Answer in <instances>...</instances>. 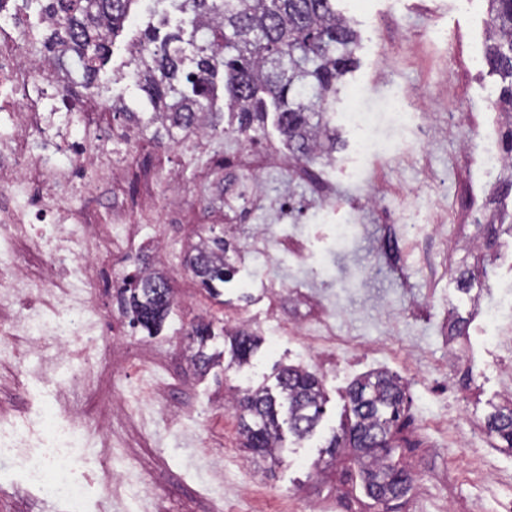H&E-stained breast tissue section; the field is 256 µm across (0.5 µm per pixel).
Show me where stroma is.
Segmentation results:
<instances>
[{
	"mask_svg": "<svg viewBox=\"0 0 512 512\" xmlns=\"http://www.w3.org/2000/svg\"><path fill=\"white\" fill-rule=\"evenodd\" d=\"M358 35L355 63L331 99L332 113L347 111L364 94L381 119L380 150L362 177L353 151L355 135L332 121L336 149L310 163L295 162L291 174L269 178L270 195L292 196L302 206L299 223L276 224L284 247L272 265L257 259L243 238L230 245L234 278L221 300L210 298L182 264L193 243L192 227L224 233V155L240 151L243 139L231 118L210 132V150L197 155L177 139L155 140V126L126 145L120 134L130 119L113 111L123 99L138 108L141 91L125 80L129 48L152 17L171 11L169 0H139L135 19L114 39L108 99L100 100L97 138L127 152L129 177L103 186L94 206L97 223H110L116 205L135 206L144 186L166 196L178 183L183 197L177 224H143L129 240L125 273L141 264H161L174 305L159 335L132 327L115 290L98 292L93 305L112 327V353L84 368V399L106 411L126 402V417L112 422V458L127 473L110 483L95 454L75 453L73 471L87 482L89 512L111 501V512H382L368 498L351 454H324L333 431L349 411L345 395L363 374L384 369L407 386L405 426L394 460L411 478L398 512H497L512 500V452L490 436L484 420L493 406L512 398V254L499 251L512 226V195L502 192V171L482 173L465 155L462 141L476 128H501L494 102L502 85L483 56L487 0H336ZM448 89L444 109L429 119L440 131L430 142L419 124L405 133L397 154L385 148L395 133L383 116L396 95L426 97ZM378 184L386 212L367 195ZM329 186L341 207L336 224L317 219L319 191ZM349 227L338 237L337 223ZM168 238L157 260L147 238ZM486 266L487 277L460 286L461 273ZM301 285L306 303L288 292L270 300L263 284ZM326 327H318L317 318ZM248 319L262 339L250 368H229L224 329ZM463 319L456 332L452 324ZM214 332L205 348L211 361L191 362L197 346L192 325ZM296 365L323 382L326 403L314 434L297 440L284 434L281 464L242 448L239 419L230 401L248 388L276 389L280 368ZM50 387L35 376L19 377L0 363V410L38 418ZM0 512H67L64 501L44 498L29 486L17 460L0 462Z\"/></svg>",
	"mask_w": 512,
	"mask_h": 512,
	"instance_id": "35a3bbf8",
	"label": "stroma"
}]
</instances>
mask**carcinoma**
<instances>
[{
	"label": "carcinoma",
	"instance_id": "cac0c4a2",
	"mask_svg": "<svg viewBox=\"0 0 512 512\" xmlns=\"http://www.w3.org/2000/svg\"><path fill=\"white\" fill-rule=\"evenodd\" d=\"M138 0H44L42 13L51 23L38 41L51 52L58 47L71 54L82 68L84 85L104 82L112 38L131 20ZM191 27L160 36L149 24L131 55L135 85L159 114L167 134L190 131L197 120L220 123L213 110L215 80L223 78L224 94L237 120L236 131L253 142L264 130L268 114L288 149L307 158L319 146L334 148L335 138L314 143L311 134L324 123L325 108L337 85L352 67L357 35L333 0H173ZM489 45L484 60L491 71L509 80L497 104L512 113V0H488ZM229 244L222 237L197 246L190 268L202 287L212 294L229 281ZM124 311L130 323L157 331L169 315L174 295L162 272L137 277ZM259 346L254 334L238 330L230 335V364L248 365ZM279 396L268 390H247L235 399L242 447L253 454L274 457L288 432L303 440L313 434L323 414V384L313 373L284 367L277 375ZM353 421L328 440L333 456L349 449L364 478L369 498L384 506L405 496L410 482L392 461L396 435L401 431L405 387L386 371L357 379L347 392ZM286 419L279 420V409ZM485 428L512 451V401L486 417Z\"/></svg>",
	"mask_w": 512,
	"mask_h": 512
}]
</instances>
